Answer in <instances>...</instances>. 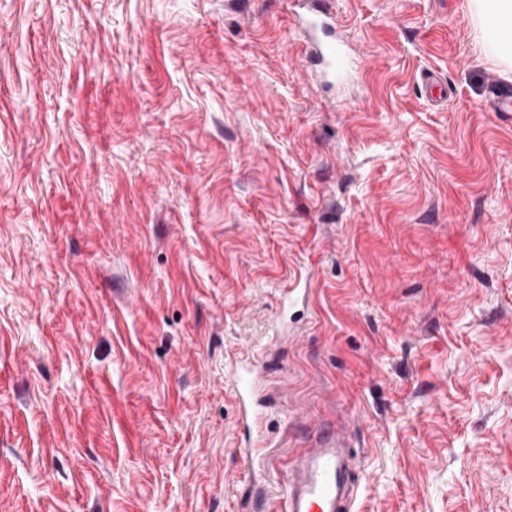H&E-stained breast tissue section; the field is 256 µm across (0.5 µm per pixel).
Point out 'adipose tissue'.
I'll use <instances>...</instances> for the list:
<instances>
[{
  "mask_svg": "<svg viewBox=\"0 0 512 512\" xmlns=\"http://www.w3.org/2000/svg\"><path fill=\"white\" fill-rule=\"evenodd\" d=\"M474 32L486 55L512 70V0H467Z\"/></svg>",
  "mask_w": 512,
  "mask_h": 512,
  "instance_id": "adipose-tissue-1",
  "label": "adipose tissue"
}]
</instances>
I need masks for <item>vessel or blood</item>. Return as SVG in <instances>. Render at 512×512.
Returning a JSON list of instances; mask_svg holds the SVG:
<instances>
[{
	"label": "vessel or blood",
	"instance_id": "b4317fda",
	"mask_svg": "<svg viewBox=\"0 0 512 512\" xmlns=\"http://www.w3.org/2000/svg\"><path fill=\"white\" fill-rule=\"evenodd\" d=\"M295 23L318 67L323 84L346 89L358 81L348 36L336 30L329 0H290ZM422 93L432 103L447 98V87L432 72L422 76ZM354 456L344 427L318 430L312 447L298 451L288 464V490L280 512H352L356 498Z\"/></svg>",
	"mask_w": 512,
	"mask_h": 512
}]
</instances>
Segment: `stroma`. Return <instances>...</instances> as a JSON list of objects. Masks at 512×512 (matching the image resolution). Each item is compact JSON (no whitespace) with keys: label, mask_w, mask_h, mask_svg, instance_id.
Returning a JSON list of instances; mask_svg holds the SVG:
<instances>
[{"label":"stroma","mask_w":512,"mask_h":512,"mask_svg":"<svg viewBox=\"0 0 512 512\" xmlns=\"http://www.w3.org/2000/svg\"><path fill=\"white\" fill-rule=\"evenodd\" d=\"M332 9L333 104L287 0H0V512H270L339 420L355 512H512L504 75L467 0ZM422 93L426 99L434 104H440L447 98V86L433 72L422 76Z\"/></svg>","instance_id":"stroma-1"}]
</instances>
